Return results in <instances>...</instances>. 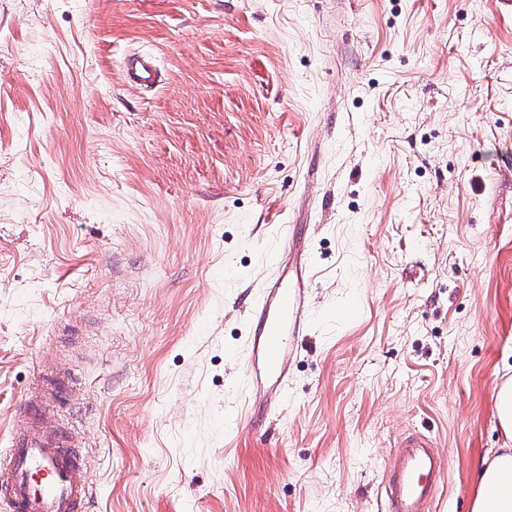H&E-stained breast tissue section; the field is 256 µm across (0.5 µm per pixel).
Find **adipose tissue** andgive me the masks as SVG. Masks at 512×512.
Masks as SVG:
<instances>
[{
	"label": "adipose tissue",
	"mask_w": 512,
	"mask_h": 512,
	"mask_svg": "<svg viewBox=\"0 0 512 512\" xmlns=\"http://www.w3.org/2000/svg\"><path fill=\"white\" fill-rule=\"evenodd\" d=\"M496 420L503 433L501 447L489 450L478 470L471 512H512V383L496 395Z\"/></svg>",
	"instance_id": "1"
}]
</instances>
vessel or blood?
Returning a JSON list of instances; mask_svg holds the SVG:
<instances>
[{
  "label": "vessel or blood",
  "mask_w": 512,
  "mask_h": 512,
  "mask_svg": "<svg viewBox=\"0 0 512 512\" xmlns=\"http://www.w3.org/2000/svg\"><path fill=\"white\" fill-rule=\"evenodd\" d=\"M127 84L146 89L163 82L157 59L131 53L122 65ZM276 267L265 279L249 316L241 388L250 425L264 422L261 408L278 406L288 391V364L305 335L312 308L311 258L292 225H282ZM71 392L67 374L56 373L30 388L11 412L15 427L0 448V500L9 512H87L93 486L84 433L64 423L59 406ZM447 463L435 441L405 432L383 467L390 512H433L445 485Z\"/></svg>",
  "instance_id": "vessel-or-blood-1"
}]
</instances>
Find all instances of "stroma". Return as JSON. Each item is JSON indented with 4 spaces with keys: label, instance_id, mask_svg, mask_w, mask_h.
Listing matches in <instances>:
<instances>
[{
    "label": "stroma",
    "instance_id": "stroma-1",
    "mask_svg": "<svg viewBox=\"0 0 512 512\" xmlns=\"http://www.w3.org/2000/svg\"><path fill=\"white\" fill-rule=\"evenodd\" d=\"M131 51L162 85L123 84ZM280 224L313 313L255 430L234 383ZM56 367L90 512H386L408 430L448 459L435 512H470L512 379L492 0H0V447Z\"/></svg>",
    "mask_w": 512,
    "mask_h": 512
}]
</instances>
